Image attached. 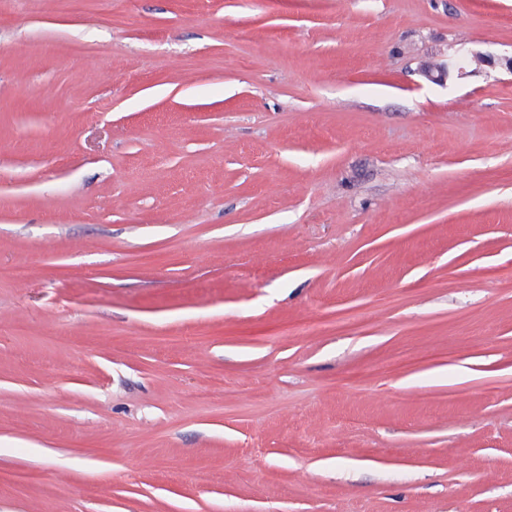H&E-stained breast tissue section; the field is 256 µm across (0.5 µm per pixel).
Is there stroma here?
<instances>
[{
    "instance_id": "1",
    "label": "stroma",
    "mask_w": 512,
    "mask_h": 512,
    "mask_svg": "<svg viewBox=\"0 0 512 512\" xmlns=\"http://www.w3.org/2000/svg\"><path fill=\"white\" fill-rule=\"evenodd\" d=\"M510 57L512 0H0V512H512Z\"/></svg>"
}]
</instances>
